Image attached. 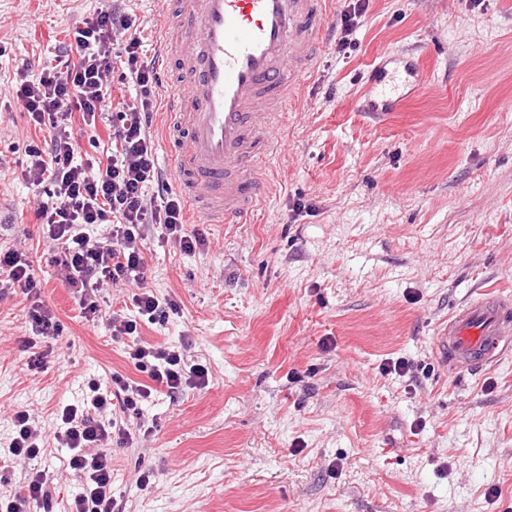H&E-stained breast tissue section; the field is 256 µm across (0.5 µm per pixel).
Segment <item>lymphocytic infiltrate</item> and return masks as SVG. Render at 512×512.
I'll list each match as a JSON object with an SVG mask.
<instances>
[{
	"label": "lymphocytic infiltrate",
	"mask_w": 512,
	"mask_h": 512,
	"mask_svg": "<svg viewBox=\"0 0 512 512\" xmlns=\"http://www.w3.org/2000/svg\"><path fill=\"white\" fill-rule=\"evenodd\" d=\"M135 89L133 100L113 96L109 76ZM159 75L142 50L133 20L112 9H102L83 19L70 42L57 54L54 66L19 73L16 96L34 127L47 130L43 143L28 147L29 163L23 172L32 186L48 192L34 211L37 223L47 228L56 246L54 262L77 297L86 321L99 323L102 305L98 291L104 283L138 284L132 298L138 316L112 315L107 320L114 342L131 337L126 351L149 383H137L119 373L90 381L80 405L64 406L51 438L67 448L66 467L84 475L85 488L72 501V512H113L112 461L106 449L112 438L128 440L129 430L112 419L113 407L140 415L142 405L162 388L170 395L206 387L209 370L187 365L183 351L138 341V322L164 323L178 313L175 301H160L148 289L146 224L161 227L165 242L190 254L207 244L202 230H187L185 203L167 173L157 162L156 139L151 131L159 110ZM112 116L110 147L94 164L76 161L78 141L73 121L95 127L103 114ZM97 224L99 236L86 235L82 227ZM37 282L32 265L20 249L0 251V288L31 293ZM12 438L0 461L32 462L46 444L41 428L29 410L11 417ZM51 480L47 470L31 467L20 491L0 496V512H30L34 503L48 502Z\"/></svg>",
	"instance_id": "f902f5d3"
}]
</instances>
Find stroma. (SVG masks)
<instances>
[{
	"label": "stroma",
	"mask_w": 512,
	"mask_h": 512,
	"mask_svg": "<svg viewBox=\"0 0 512 512\" xmlns=\"http://www.w3.org/2000/svg\"><path fill=\"white\" fill-rule=\"evenodd\" d=\"M110 6L155 57L167 0H0V246H24L64 326L27 370L29 301L0 296V448L17 409L50 435L89 380L149 381L81 318L53 262L34 219L44 192L23 177L45 134L12 94L18 70L52 64ZM343 8L332 0L279 130L265 207L206 225L208 248L189 255L144 228L151 289L179 312L140 338L182 348L209 384L128 417L152 432L109 446L114 512H512V355L455 376L433 352L454 306L512 297V0H369L346 37ZM392 56L417 60L424 86L376 118L361 109L368 73ZM398 357L406 374L381 375Z\"/></svg>",
	"instance_id": "stroma-1"
}]
</instances>
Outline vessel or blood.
<instances>
[{
    "mask_svg": "<svg viewBox=\"0 0 512 512\" xmlns=\"http://www.w3.org/2000/svg\"><path fill=\"white\" fill-rule=\"evenodd\" d=\"M325 0H172L160 45L178 62L166 112L186 134L173 149L171 177L208 224H243L269 194L262 167L280 146L288 111L328 32ZM414 62L368 76L367 112H392L404 87L421 83ZM435 351L449 372L482 370L512 351V299L483 291L440 325Z\"/></svg>",
    "mask_w": 512,
    "mask_h": 512,
    "instance_id": "1",
    "label": "vessel or blood"
}]
</instances>
